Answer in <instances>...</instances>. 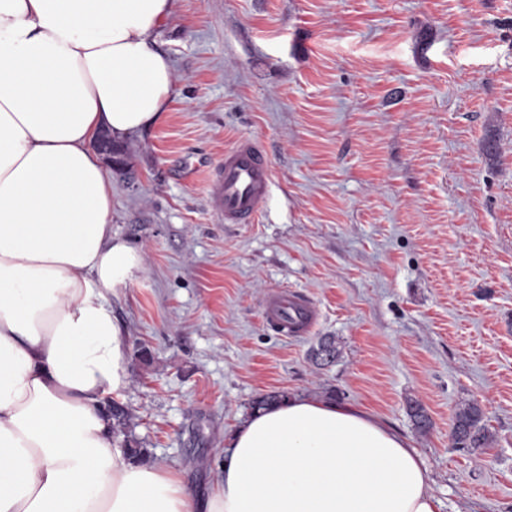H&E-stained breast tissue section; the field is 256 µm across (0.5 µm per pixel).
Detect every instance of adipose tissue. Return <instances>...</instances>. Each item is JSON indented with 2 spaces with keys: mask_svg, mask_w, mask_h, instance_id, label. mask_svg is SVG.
Here are the masks:
<instances>
[{
  "mask_svg": "<svg viewBox=\"0 0 512 512\" xmlns=\"http://www.w3.org/2000/svg\"><path fill=\"white\" fill-rule=\"evenodd\" d=\"M174 0H0V512H440L409 441L356 407L254 411L200 495L132 462L107 402L129 384L107 295L141 257L112 235L92 143L161 122L153 33Z\"/></svg>",
  "mask_w": 512,
  "mask_h": 512,
  "instance_id": "obj_1",
  "label": "adipose tissue"
}]
</instances>
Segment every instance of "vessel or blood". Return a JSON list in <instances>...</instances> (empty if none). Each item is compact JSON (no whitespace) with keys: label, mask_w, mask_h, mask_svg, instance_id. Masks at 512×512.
I'll return each mask as SVG.
<instances>
[{"label":"vessel or blood","mask_w":512,"mask_h":512,"mask_svg":"<svg viewBox=\"0 0 512 512\" xmlns=\"http://www.w3.org/2000/svg\"><path fill=\"white\" fill-rule=\"evenodd\" d=\"M272 185L269 162L260 145L242 139L224 152L222 166L209 178L208 201L227 224H247L263 209ZM264 321L285 337L309 335L318 314L304 293L275 286L261 302Z\"/></svg>","instance_id":"b4317fda"}]
</instances>
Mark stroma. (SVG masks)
<instances>
[{"label": "stroma", "mask_w": 512, "mask_h": 512, "mask_svg": "<svg viewBox=\"0 0 512 512\" xmlns=\"http://www.w3.org/2000/svg\"><path fill=\"white\" fill-rule=\"evenodd\" d=\"M154 40L167 116L107 171L143 264L107 299L148 462L204 490L257 397H331L409 437L441 512H512V0H175ZM242 138L272 186L224 224L207 181ZM277 285L315 304L309 336L263 322ZM464 402L493 435L474 452ZM341 354V350L333 336L322 337L316 347H312L310 351V359L312 363L319 369L332 365L336 362ZM452 438L458 448H485L492 435L484 422L480 407L468 402L458 407L454 415Z\"/></svg>", "instance_id": "35a3bbf8"}]
</instances>
